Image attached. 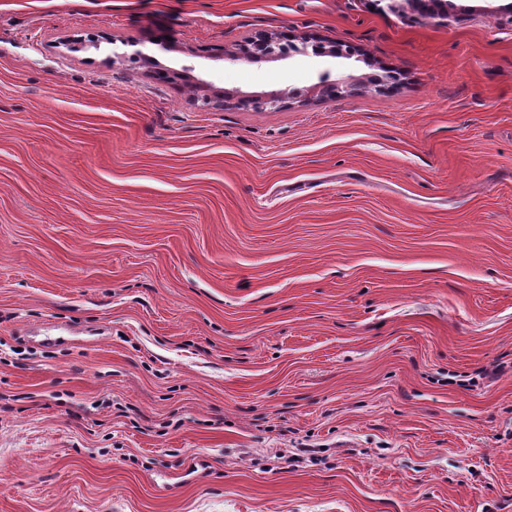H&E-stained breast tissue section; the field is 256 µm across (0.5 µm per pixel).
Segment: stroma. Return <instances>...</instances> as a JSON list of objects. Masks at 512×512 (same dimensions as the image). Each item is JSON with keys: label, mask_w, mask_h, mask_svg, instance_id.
<instances>
[{"label": "stroma", "mask_w": 512, "mask_h": 512, "mask_svg": "<svg viewBox=\"0 0 512 512\" xmlns=\"http://www.w3.org/2000/svg\"><path fill=\"white\" fill-rule=\"evenodd\" d=\"M453 2L0 0V512H512V0ZM251 41L265 47V50L262 53H258L260 58L265 60L282 61L289 60L296 55L308 54L309 41H307L306 38L302 39L301 46L292 44L291 40H287L292 47L287 50L280 49V43L284 42L282 39H278L271 35L260 36L259 38ZM196 87L198 89H212L216 91L218 96L211 97L213 99H219L222 102L227 100L235 99L236 104L240 107L254 110H267V109H280L283 104V99L285 94L278 92L271 93H259V94H244V95H234L227 91H224L215 86L213 80H207L203 78L197 79L195 82Z\"/></svg>", "instance_id": "obj_1"}]
</instances>
